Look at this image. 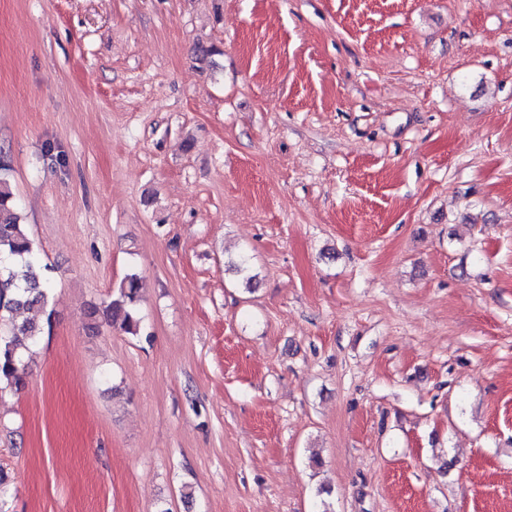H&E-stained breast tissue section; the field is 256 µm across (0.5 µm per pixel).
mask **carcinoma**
Returning <instances> with one entry per match:
<instances>
[{
	"mask_svg": "<svg viewBox=\"0 0 512 512\" xmlns=\"http://www.w3.org/2000/svg\"><path fill=\"white\" fill-rule=\"evenodd\" d=\"M140 288L138 274L126 275L105 308L93 309L90 316L101 314L109 325L138 335L140 321L135 304ZM48 302L39 258L21 220L10 181L0 173V318L6 313L44 309ZM40 334V325L31 320L14 323L9 331L0 332V385L4 388L18 392L25 387L24 359Z\"/></svg>",
	"mask_w": 512,
	"mask_h": 512,
	"instance_id": "carcinoma-1",
	"label": "carcinoma"
}]
</instances>
